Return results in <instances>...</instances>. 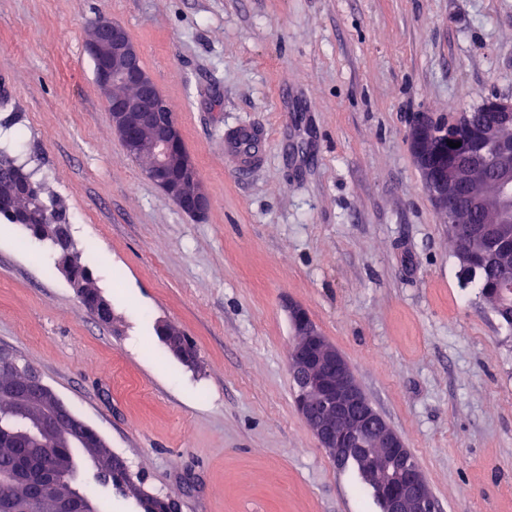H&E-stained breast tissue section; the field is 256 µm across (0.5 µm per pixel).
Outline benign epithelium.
I'll list each match as a JSON object with an SVG mask.
<instances>
[{"mask_svg":"<svg viewBox=\"0 0 512 512\" xmlns=\"http://www.w3.org/2000/svg\"><path fill=\"white\" fill-rule=\"evenodd\" d=\"M89 51L97 63L96 81L105 96L112 128L124 150L134 159H147L148 178L183 212L203 219L210 200L196 162L184 147L177 118L125 28L110 20L96 28ZM484 111L490 115L487 122L470 111L459 112L447 122L422 113L411 129L415 162L434 203L446 211L448 224L461 222L449 207L460 190H466L472 205L479 208L484 192L493 193L490 224L468 231L471 244L458 252L467 272L482 261L489 231L495 232L503 257L512 250V138L503 134L512 126V101L495 98ZM450 141L480 147L482 160L448 165L445 145ZM489 167L493 179L463 181L464 173H482ZM503 287L507 293L493 300V306L498 314L509 316L512 276L505 275ZM290 317L296 342L289 350L288 364L297 384L296 407L328 458L341 466L351 453L366 451L376 479L387 488L383 512H440L412 451L376 411L345 357L303 307L293 306ZM162 340L184 365L195 364L196 356L181 331L168 328ZM0 367L24 377L20 383H0V394L10 403L8 422L0 418V445L22 444L39 460L37 469L0 470L1 485L24 487L31 505L47 491L63 486L66 493L57 502V512H96L94 502L82 491L86 466L100 478L110 473L134 483L126 461L105 452L104 438L39 375L19 366L17 358L5 350H0ZM50 443L69 449L65 469L49 464Z\"/></svg>","mask_w":512,"mask_h":512,"instance_id":"benign-epithelium-1","label":"benign epithelium"}]
</instances>
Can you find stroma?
Returning a JSON list of instances; mask_svg holds the SVG:
<instances>
[{"instance_id":"stroma-1","label":"stroma","mask_w":512,"mask_h":512,"mask_svg":"<svg viewBox=\"0 0 512 512\" xmlns=\"http://www.w3.org/2000/svg\"><path fill=\"white\" fill-rule=\"evenodd\" d=\"M125 27L210 199L183 212L112 128L88 52ZM0 117L66 209L103 323L0 223V348L179 512H379L295 406L302 306L417 457L441 512H512V332L465 287L414 114L512 99V0H0ZM266 150L239 172L224 130ZM180 329L198 357L158 336ZM163 327L158 330L162 336ZM162 340L170 352L184 365L190 367L196 362V356L187 343L186 336L179 330L167 328Z\"/></svg>"}]
</instances>
